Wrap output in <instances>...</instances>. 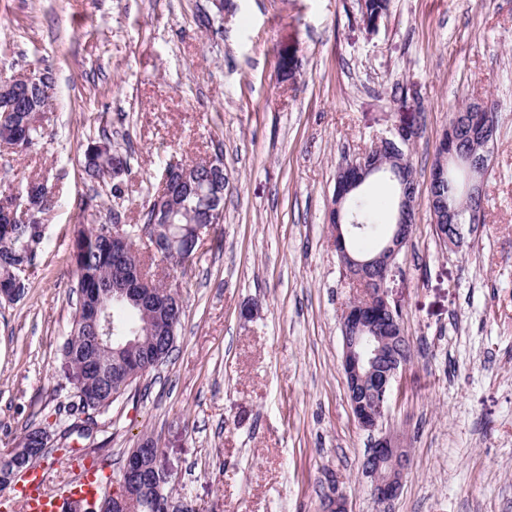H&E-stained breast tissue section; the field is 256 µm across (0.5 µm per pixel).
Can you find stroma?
<instances>
[{"instance_id":"1","label":"stroma","mask_w":512,"mask_h":512,"mask_svg":"<svg viewBox=\"0 0 512 512\" xmlns=\"http://www.w3.org/2000/svg\"><path fill=\"white\" fill-rule=\"evenodd\" d=\"M283 52L297 64L287 78ZM46 71L40 145L0 148L13 192L31 178L52 191L25 294L0 301V451L59 420L74 393L61 355L74 225L113 211L140 223L170 156L219 148L224 220L170 271L184 312L168 359L89 438L54 436L39 461L50 485L103 463L119 472L147 434L196 512H321L336 492L349 512H512V0H390L373 29L359 0H0V76ZM476 99L497 110L485 222L452 251L427 189L451 113ZM411 121L416 223L387 280L411 358L385 421L410 466L382 506L341 367L354 290L327 213L338 163ZM102 128L130 156L116 199L77 161Z\"/></svg>"}]
</instances>
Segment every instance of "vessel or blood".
I'll return each instance as SVG.
<instances>
[{
    "label": "vessel or blood",
    "instance_id": "vessel-or-blood-1",
    "mask_svg": "<svg viewBox=\"0 0 512 512\" xmlns=\"http://www.w3.org/2000/svg\"><path fill=\"white\" fill-rule=\"evenodd\" d=\"M101 488L94 477H75L55 492L48 488L45 475L33 469L21 479L19 494L23 512H71L75 503L97 499Z\"/></svg>",
    "mask_w": 512,
    "mask_h": 512
}]
</instances>
